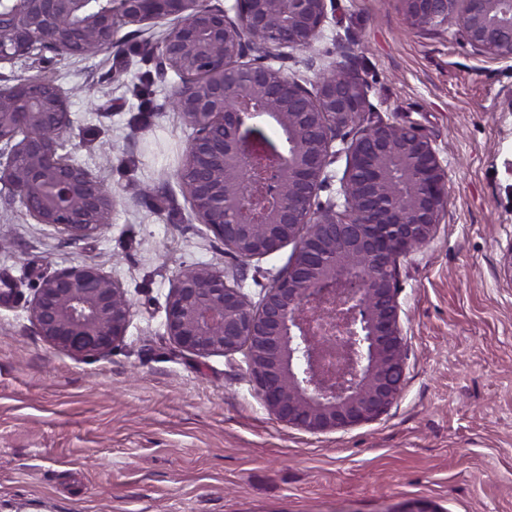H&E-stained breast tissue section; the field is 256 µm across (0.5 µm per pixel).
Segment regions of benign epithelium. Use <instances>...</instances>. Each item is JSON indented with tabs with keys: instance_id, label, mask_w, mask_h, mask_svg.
Returning <instances> with one entry per match:
<instances>
[{
	"instance_id": "7a95c632",
	"label": "benign epithelium",
	"mask_w": 512,
	"mask_h": 512,
	"mask_svg": "<svg viewBox=\"0 0 512 512\" xmlns=\"http://www.w3.org/2000/svg\"><path fill=\"white\" fill-rule=\"evenodd\" d=\"M407 24L453 19L476 52L512 59V0H399ZM334 0H0V64L50 49L60 60L115 47L129 26L163 23L162 72L179 77L176 112L193 130L180 184L198 223L224 252L251 260L295 250L261 301L224 271L180 272L166 297L165 329L200 358L243 354L248 381L279 423L311 434L345 431L383 415L398 397L406 339L397 259L427 244L447 208L448 167L415 128L382 118L345 149L343 202H318L338 133L367 111L363 83L330 62L313 82L281 62L310 48ZM277 130L269 144L264 125ZM73 126L69 99L50 79L0 87V183L39 224L72 240L112 223L119 197L60 154ZM271 205L254 216L245 192ZM28 318L52 349L79 359L112 353L133 306L96 266L45 278Z\"/></svg>"
}]
</instances>
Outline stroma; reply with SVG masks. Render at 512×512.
Masks as SVG:
<instances>
[{
	"label": "stroma",
	"instance_id": "obj_1",
	"mask_svg": "<svg viewBox=\"0 0 512 512\" xmlns=\"http://www.w3.org/2000/svg\"><path fill=\"white\" fill-rule=\"evenodd\" d=\"M86 57L0 65V86L46 77L67 94L64 153L120 196L111 224L73 241L0 184V512H512V60L476 53L456 22L410 28L398 0H336L289 70L334 59L372 115L415 126L448 166L434 238L399 257L406 338L397 400L377 420L313 435L277 422L242 354L172 344L165 300L185 268L224 270L259 301L294 251L242 261L198 224L175 172L192 135L148 35ZM86 263L133 306L123 343L83 360L49 347L26 306Z\"/></svg>",
	"mask_w": 512,
	"mask_h": 512
}]
</instances>
